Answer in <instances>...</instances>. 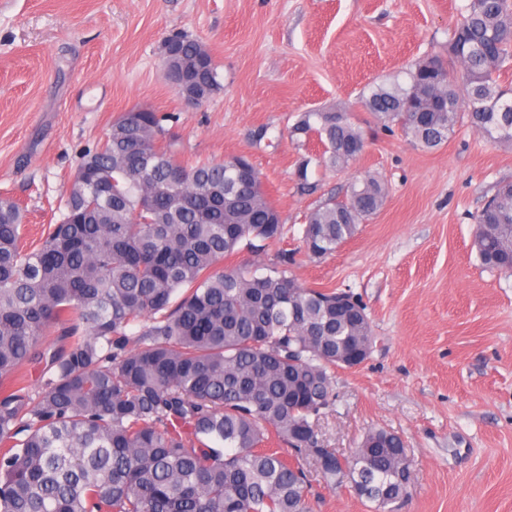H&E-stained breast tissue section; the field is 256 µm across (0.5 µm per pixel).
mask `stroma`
Segmentation results:
<instances>
[{
    "label": "stroma",
    "mask_w": 512,
    "mask_h": 512,
    "mask_svg": "<svg viewBox=\"0 0 512 512\" xmlns=\"http://www.w3.org/2000/svg\"><path fill=\"white\" fill-rule=\"evenodd\" d=\"M469 0H0V197L25 211L38 240L65 202L83 153L135 108L168 114L180 158L240 153L259 171L284 222L281 240L241 251L252 266L293 254L302 285L348 291L366 306L375 342L360 367L338 371L319 422L347 453L372 427L405 440L414 480L399 512H512V276L482 267L473 220L512 180V147L467 124L434 150L374 122L365 98L403 69L447 55ZM201 40L221 91L184 104L163 77L164 39ZM346 110L367 144L348 169L296 168L321 152L288 129L316 108ZM268 133L260 144L252 129ZM381 178L388 197L336 252L302 247L306 214L344 197L353 176ZM315 512H370L349 488L312 485Z\"/></svg>",
    "instance_id": "1"
}]
</instances>
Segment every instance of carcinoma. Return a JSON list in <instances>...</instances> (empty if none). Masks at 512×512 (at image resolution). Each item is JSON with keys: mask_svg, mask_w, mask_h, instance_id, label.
I'll return each instance as SVG.
<instances>
[{"mask_svg": "<svg viewBox=\"0 0 512 512\" xmlns=\"http://www.w3.org/2000/svg\"><path fill=\"white\" fill-rule=\"evenodd\" d=\"M176 39L185 80L221 90L205 44ZM448 53L416 62L408 87H380L366 108L428 149L463 120L512 147V90L497 82L512 64V0H469ZM167 120L113 121L32 249L22 209L0 199V512H312L310 460L327 487L394 512L413 479L402 438L371 429L341 462L317 430L335 371L373 347L364 305L299 284L286 253L263 273L224 264L278 239L279 211L246 156L180 161ZM313 134L333 170L365 147L343 110L305 112L290 130ZM387 196L368 175L320 201L306 215L307 254L335 252ZM473 221L481 265L512 274V182ZM26 365L35 380L17 376Z\"/></svg>", "mask_w": 512, "mask_h": 512, "instance_id": "cac0c4a2", "label": "carcinoma"}]
</instances>
